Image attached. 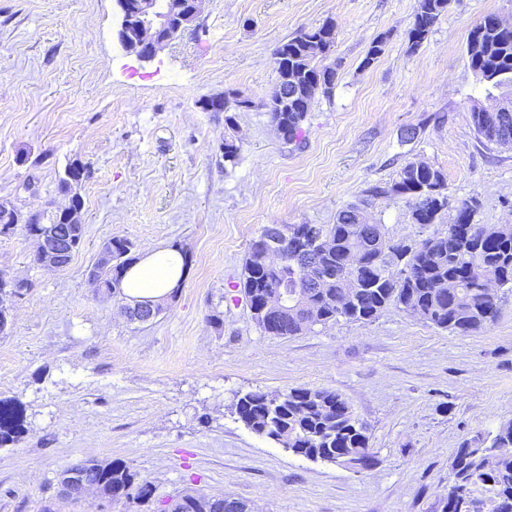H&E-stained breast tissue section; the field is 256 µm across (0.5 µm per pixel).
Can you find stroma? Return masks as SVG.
Masks as SVG:
<instances>
[{"label": "stroma", "mask_w": 512, "mask_h": 512, "mask_svg": "<svg viewBox=\"0 0 512 512\" xmlns=\"http://www.w3.org/2000/svg\"><path fill=\"white\" fill-rule=\"evenodd\" d=\"M416 0H204L195 30L153 61L115 37L113 0H0V205L63 207L67 164L87 163L84 244L47 270L21 230L0 234V273L28 281L0 335V398L25 413L21 441L0 448V512H166L192 488L252 512H440L462 443L512 420V293L497 321L456 335L389 308L370 323L339 321L288 338L262 332L230 287L269 224H332L375 187L371 216L395 240L453 223L477 199L476 223L512 224V148L480 140L473 103L499 89L466 58L473 25L512 22V0H449L428 40L410 50ZM334 25L302 143H284L262 107L276 88L274 51L300 30ZM381 57L363 66L375 39ZM232 91L253 101L227 128L199 100ZM420 133L406 140V129ZM240 145L225 161V136ZM442 171L448 207L413 223L389 188L403 165ZM118 237L136 256L180 246L190 273L153 321L123 313V294L92 287L100 246ZM326 388L370 435L374 465L311 461L237 418L239 396ZM120 459L153 482L146 506L87 492L66 496L59 473Z\"/></svg>", "instance_id": "35a3bbf8"}]
</instances>
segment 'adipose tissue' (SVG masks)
<instances>
[{
	"mask_svg": "<svg viewBox=\"0 0 512 512\" xmlns=\"http://www.w3.org/2000/svg\"><path fill=\"white\" fill-rule=\"evenodd\" d=\"M185 275V257L180 248H161L133 263L120 288L131 303L157 304L169 297Z\"/></svg>",
	"mask_w": 512,
	"mask_h": 512,
	"instance_id": "adipose-tissue-1",
	"label": "adipose tissue"
}]
</instances>
